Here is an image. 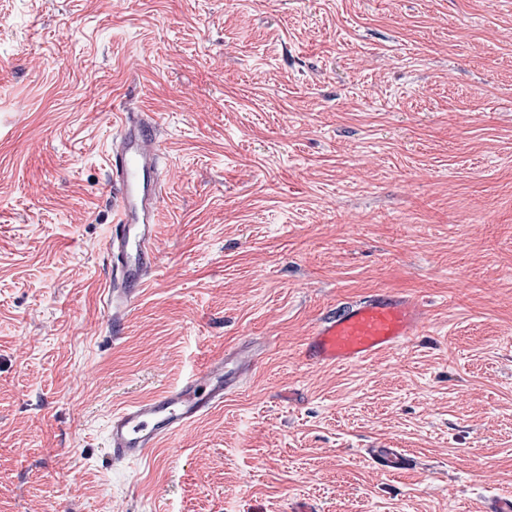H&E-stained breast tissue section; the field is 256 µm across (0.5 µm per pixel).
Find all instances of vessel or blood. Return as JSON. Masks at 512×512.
Returning a JSON list of instances; mask_svg holds the SVG:
<instances>
[{
    "label": "vessel or blood",
    "mask_w": 512,
    "mask_h": 512,
    "mask_svg": "<svg viewBox=\"0 0 512 512\" xmlns=\"http://www.w3.org/2000/svg\"><path fill=\"white\" fill-rule=\"evenodd\" d=\"M119 117V130L107 155L114 218L106 251L116 270L107 289V307L116 326L124 321L158 265L155 240L163 195L158 121L130 104ZM423 323V310L413 299L377 294L318 323L309 334L304 356L316 365L358 364L407 341ZM249 364L242 352L222 355L177 387L113 412L107 424L113 460L144 459L162 439L222 403L225 392L236 386Z\"/></svg>",
    "instance_id": "b4317fda"
}]
</instances>
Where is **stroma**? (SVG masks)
Listing matches in <instances>:
<instances>
[{
    "label": "stroma",
    "instance_id": "obj_1",
    "mask_svg": "<svg viewBox=\"0 0 512 512\" xmlns=\"http://www.w3.org/2000/svg\"><path fill=\"white\" fill-rule=\"evenodd\" d=\"M166 142L160 263L106 307V149ZM403 345L306 364L378 292ZM118 463L113 411L224 352ZM369 448H399L385 472ZM512 496V0H0V512H488ZM250 364L242 351L227 353L177 387L113 412L107 424V447L112 459H144L162 439L222 403L224 393L236 386L240 374Z\"/></svg>",
    "mask_w": 512,
    "mask_h": 512
}]
</instances>
